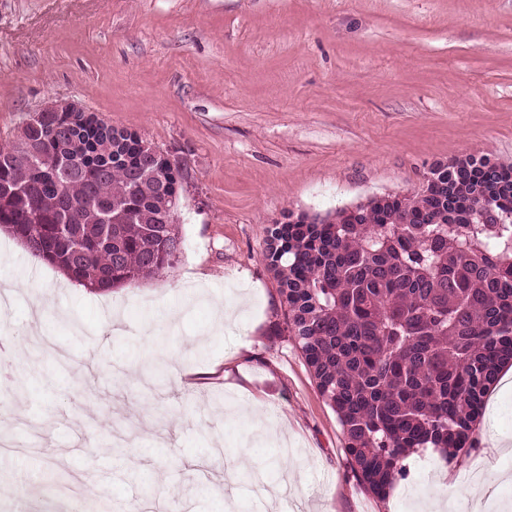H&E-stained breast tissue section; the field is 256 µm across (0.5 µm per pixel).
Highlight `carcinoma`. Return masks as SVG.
I'll list each match as a JSON object with an SVG mask.
<instances>
[{"instance_id": "obj_1", "label": "carcinoma", "mask_w": 512, "mask_h": 512, "mask_svg": "<svg viewBox=\"0 0 512 512\" xmlns=\"http://www.w3.org/2000/svg\"><path fill=\"white\" fill-rule=\"evenodd\" d=\"M0 147V228L92 292L174 267L180 184L137 150L26 114ZM263 259L283 327L336 412L354 477L386 497L410 453L448 460L469 444L483 398L512 364V164L439 162L411 196L383 195L274 222Z\"/></svg>"}]
</instances>
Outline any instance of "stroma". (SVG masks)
Returning <instances> with one entry per match:
<instances>
[{
    "label": "stroma",
    "mask_w": 512,
    "mask_h": 512,
    "mask_svg": "<svg viewBox=\"0 0 512 512\" xmlns=\"http://www.w3.org/2000/svg\"><path fill=\"white\" fill-rule=\"evenodd\" d=\"M75 103L182 165L175 267L94 293L0 235V332L49 334L0 388L6 512L50 467L134 512H512V386L472 448L418 451L386 497L352 474L336 412L282 320L263 261L287 212L420 189L454 156L512 163V0H0V146L24 113ZM125 329L102 334L104 319ZM253 461L205 488L188 457Z\"/></svg>",
    "instance_id": "1"
}]
</instances>
